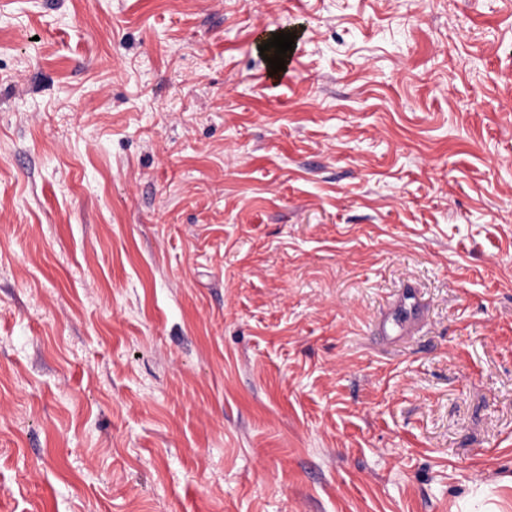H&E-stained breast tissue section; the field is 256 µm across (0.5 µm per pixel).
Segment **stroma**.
Here are the masks:
<instances>
[{"mask_svg":"<svg viewBox=\"0 0 512 512\" xmlns=\"http://www.w3.org/2000/svg\"><path fill=\"white\" fill-rule=\"evenodd\" d=\"M0 512H512V0H0ZM401 309L404 314L400 318H394L391 322H385L379 326L381 336H389L392 333H402L403 330L418 316L420 305L414 290L406 288L402 292Z\"/></svg>","mask_w":512,"mask_h":512,"instance_id":"obj_1","label":"stroma"}]
</instances>
